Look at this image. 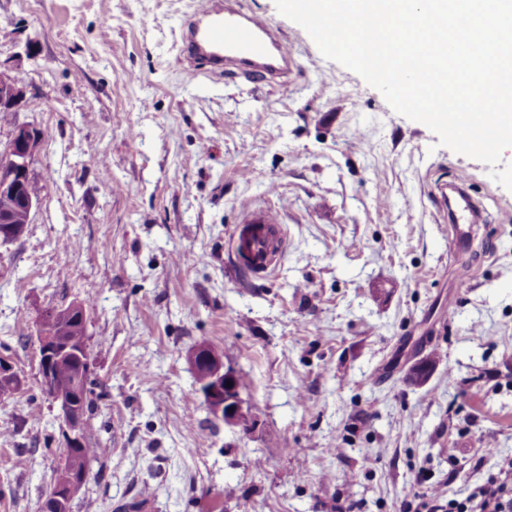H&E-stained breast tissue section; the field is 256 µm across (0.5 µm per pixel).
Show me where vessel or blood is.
I'll return each mask as SVG.
<instances>
[{
    "mask_svg": "<svg viewBox=\"0 0 512 512\" xmlns=\"http://www.w3.org/2000/svg\"><path fill=\"white\" fill-rule=\"evenodd\" d=\"M181 51L186 61L184 78L189 83L229 69L248 80L276 84L290 74L294 64L291 46L267 20L244 13L238 0H195L181 36ZM244 228L256 238L251 271L265 275L274 267L281 248V228L264 213L250 214Z\"/></svg>",
    "mask_w": 512,
    "mask_h": 512,
    "instance_id": "obj_1",
    "label": "vessel or blood"
}]
</instances>
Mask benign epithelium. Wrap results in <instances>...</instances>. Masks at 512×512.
Masks as SVG:
<instances>
[{
  "instance_id": "obj_1",
  "label": "benign epithelium",
  "mask_w": 512,
  "mask_h": 512,
  "mask_svg": "<svg viewBox=\"0 0 512 512\" xmlns=\"http://www.w3.org/2000/svg\"><path fill=\"white\" fill-rule=\"evenodd\" d=\"M24 98V82L18 76L0 72V111L15 112ZM41 139L38 131L27 125H18L6 145L0 148V224L13 225L12 233L0 235L3 242L17 238L26 224L30 223L33 210L40 197L22 192L23 186L33 180L30 165ZM84 305L72 303L66 307L47 309L42 313L39 332V371L49 394L60 406L67 426V437L81 440L84 430L83 415L73 405V393L79 379L70 383L52 381L50 366L66 353L89 355L88 348L65 340L67 336L80 335L86 325ZM195 369L208 376L203 391L210 412L230 427L242 426L249 417L242 406L240 389L233 385L238 374L231 366H224L223 357L208 346H200L191 354ZM232 385H226V382ZM88 477V461L79 460L63 465L57 472L50 496L44 502V512H69L70 504Z\"/></svg>"
}]
</instances>
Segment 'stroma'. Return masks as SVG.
Listing matches in <instances>:
<instances>
[{
  "label": "stroma",
  "mask_w": 512,
  "mask_h": 512,
  "mask_svg": "<svg viewBox=\"0 0 512 512\" xmlns=\"http://www.w3.org/2000/svg\"><path fill=\"white\" fill-rule=\"evenodd\" d=\"M240 2L293 47L287 86L186 83L193 0H0V70L27 85L0 140L43 133L41 201L0 243V355L24 380L0 398V512H42L61 463L38 328L75 301L107 453L71 512H446L512 457V190L275 0ZM456 185L478 212L468 261ZM250 211L284 231L262 278L231 251ZM202 344L245 379L251 429L212 417Z\"/></svg>",
  "instance_id": "1"
}]
</instances>
